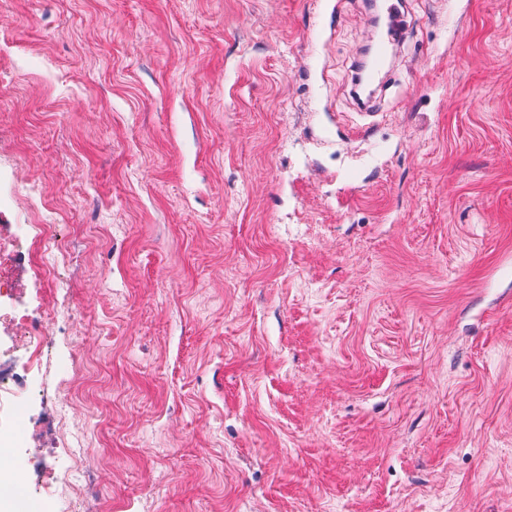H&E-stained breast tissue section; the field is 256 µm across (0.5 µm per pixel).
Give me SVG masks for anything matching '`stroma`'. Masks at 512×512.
<instances>
[{"label":"stroma","instance_id":"35a3bbf8","mask_svg":"<svg viewBox=\"0 0 512 512\" xmlns=\"http://www.w3.org/2000/svg\"><path fill=\"white\" fill-rule=\"evenodd\" d=\"M409 3L366 126L379 0H0L41 512H512V0ZM48 475H50V472L47 467H42L37 472V478L41 479L40 488L46 495H55L58 492L68 491L71 488V485L78 487L81 479L84 484L85 496L94 498L98 497L96 481L90 474H84L83 476L71 475L70 477H63L60 480H58V476L55 473L52 477H49Z\"/></svg>","mask_w":512,"mask_h":512}]
</instances>
